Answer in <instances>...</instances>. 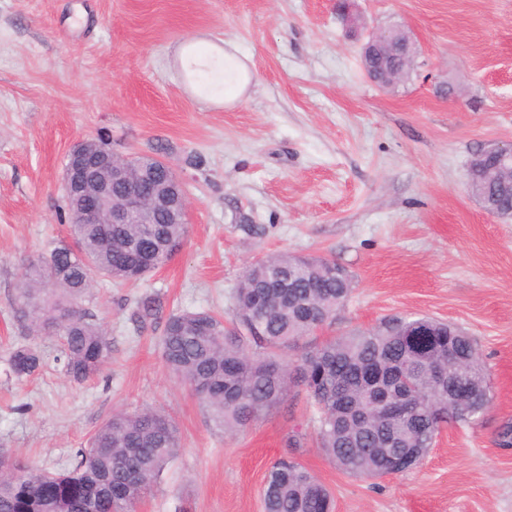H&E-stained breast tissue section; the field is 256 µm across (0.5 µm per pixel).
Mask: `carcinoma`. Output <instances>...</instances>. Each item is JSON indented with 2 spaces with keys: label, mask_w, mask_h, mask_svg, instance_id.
Here are the masks:
<instances>
[{
  "label": "carcinoma",
  "mask_w": 512,
  "mask_h": 512,
  "mask_svg": "<svg viewBox=\"0 0 512 512\" xmlns=\"http://www.w3.org/2000/svg\"><path fill=\"white\" fill-rule=\"evenodd\" d=\"M500 207L512 204V179L476 181L470 188ZM69 241L44 261L28 265L19 288L18 317L38 334L55 322L66 374L82 383L101 372L112 342L81 305L95 279L139 281L168 260L167 243L182 240L185 224H68ZM320 259L288 252L267 255L245 267L235 288L236 325L206 311L169 315L161 336L168 370L186 383L214 423L237 433L277 409L298 385L314 409L317 449L341 473L375 480L403 471L410 448L426 449L433 428L430 410H448V350L470 357L467 374L487 377L471 336L448 338V324L427 317H393L376 327L329 339L299 361L280 358L287 348L323 326L349 298L352 282ZM160 314L156 299L139 302V318ZM415 323L417 336H401L396 323ZM260 348L253 351L252 347ZM44 364L34 346L16 348L10 367L19 380ZM405 366L417 395L388 412L373 407L362 373L379 367L384 380ZM180 449L174 422L151 408L117 411L77 449L63 472L36 470L0 453V512H134ZM332 492L303 464L287 459L270 468L264 512H335Z\"/></svg>",
  "instance_id": "cac0c4a2"
}]
</instances>
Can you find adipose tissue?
I'll use <instances>...</instances> for the list:
<instances>
[{
  "label": "adipose tissue",
  "instance_id": "obj_1",
  "mask_svg": "<svg viewBox=\"0 0 512 512\" xmlns=\"http://www.w3.org/2000/svg\"><path fill=\"white\" fill-rule=\"evenodd\" d=\"M179 64L186 75L192 76V88L200 102L208 106L225 103L226 93L219 84L224 80L225 62H232L234 86L244 90L250 83L246 64L237 59L235 53L222 44L205 42L204 38L192 36L179 41L177 45Z\"/></svg>",
  "mask_w": 512,
  "mask_h": 512
}]
</instances>
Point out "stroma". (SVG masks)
<instances>
[{
    "label": "stroma",
    "mask_w": 512,
    "mask_h": 512,
    "mask_svg": "<svg viewBox=\"0 0 512 512\" xmlns=\"http://www.w3.org/2000/svg\"><path fill=\"white\" fill-rule=\"evenodd\" d=\"M0 0V452L66 467L118 409L151 405L177 423L181 450L136 512H263L265 476L293 458L333 492L336 512H512V218L468 191L473 153L512 142V0ZM416 43L409 77L382 89L360 49L377 28ZM189 35L231 42L252 80L207 107L175 58ZM82 138L169 164L190 202L182 252L147 280L96 282L83 308L112 354L94 379L71 380L55 336L16 314L31 261L66 238L62 172ZM276 252L324 256L353 290L335 320L280 356L391 316L462 327L489 376L491 407L453 423L405 474L361 480L315 448L304 388L245 431L216 429L165 365L164 316H232L245 266ZM157 296L162 319H136ZM48 363L11 373L20 345ZM303 435L292 448L294 435Z\"/></svg>",
    "instance_id": "stroma-1"
}]
</instances>
